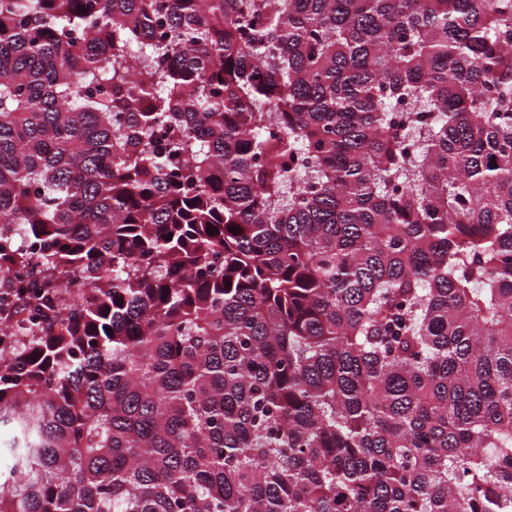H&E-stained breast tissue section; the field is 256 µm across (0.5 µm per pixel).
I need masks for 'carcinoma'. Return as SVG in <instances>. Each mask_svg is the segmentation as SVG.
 Here are the masks:
<instances>
[{
  "instance_id": "obj_1",
  "label": "carcinoma",
  "mask_w": 512,
  "mask_h": 512,
  "mask_svg": "<svg viewBox=\"0 0 512 512\" xmlns=\"http://www.w3.org/2000/svg\"><path fill=\"white\" fill-rule=\"evenodd\" d=\"M1 294L0 512H512V0H0Z\"/></svg>"
}]
</instances>
